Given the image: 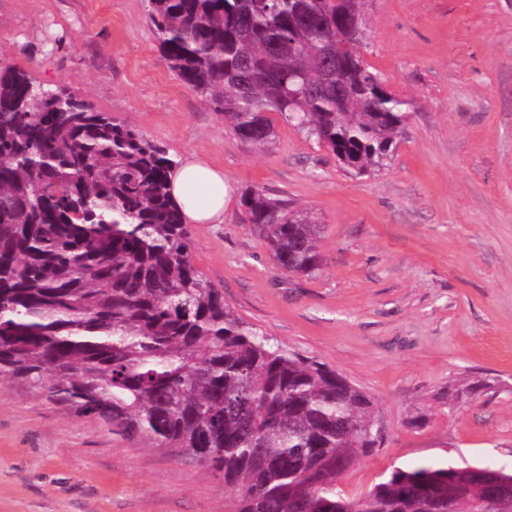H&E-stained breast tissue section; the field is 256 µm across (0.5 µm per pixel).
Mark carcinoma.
<instances>
[{"instance_id":"1","label":"carcinoma","mask_w":512,"mask_h":512,"mask_svg":"<svg viewBox=\"0 0 512 512\" xmlns=\"http://www.w3.org/2000/svg\"><path fill=\"white\" fill-rule=\"evenodd\" d=\"M366 0H147L162 57L243 141L279 115L357 173L386 166L410 102L364 63ZM178 162L65 87L0 64V382L224 474L236 512H482L450 464L351 498L374 401L224 305L169 193ZM244 216L275 265L320 269L321 225L262 189Z\"/></svg>"}]
</instances>
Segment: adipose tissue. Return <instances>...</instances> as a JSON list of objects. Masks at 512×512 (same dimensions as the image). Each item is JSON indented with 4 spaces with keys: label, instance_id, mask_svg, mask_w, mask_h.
<instances>
[{
    "label": "adipose tissue",
    "instance_id": "ef3b65f1",
    "mask_svg": "<svg viewBox=\"0 0 512 512\" xmlns=\"http://www.w3.org/2000/svg\"><path fill=\"white\" fill-rule=\"evenodd\" d=\"M169 188L183 223H223L230 199L222 169L198 156H185L171 173Z\"/></svg>",
    "mask_w": 512,
    "mask_h": 512
}]
</instances>
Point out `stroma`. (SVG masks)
<instances>
[{"instance_id":"stroma-1","label":"stroma","mask_w":512,"mask_h":512,"mask_svg":"<svg viewBox=\"0 0 512 512\" xmlns=\"http://www.w3.org/2000/svg\"><path fill=\"white\" fill-rule=\"evenodd\" d=\"M363 60L412 102L387 165L355 174L276 121L240 140L165 64L146 0H0V61L127 121L235 199L190 225L194 264L243 320L375 402L351 497L395 468L512 469V0H369ZM260 188L314 213L321 268H278L244 220ZM224 476L0 385V512H234Z\"/></svg>"}]
</instances>
